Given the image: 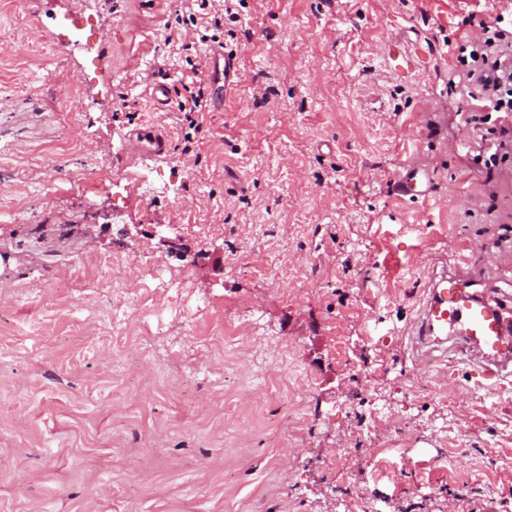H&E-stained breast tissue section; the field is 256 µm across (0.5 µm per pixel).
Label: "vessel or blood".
Returning <instances> with one entry per match:
<instances>
[{"instance_id": "vessel-or-blood-1", "label": "vessel or blood", "mask_w": 512, "mask_h": 512, "mask_svg": "<svg viewBox=\"0 0 512 512\" xmlns=\"http://www.w3.org/2000/svg\"><path fill=\"white\" fill-rule=\"evenodd\" d=\"M133 148L140 154L168 149L166 134L157 125L146 124L134 130ZM428 174L407 170L396 182L398 196L423 195ZM452 343L487 379L512 376V320L504 318L499 307L465 294L457 277L443 273L429 285L428 296L417 319L414 349Z\"/></svg>"}]
</instances>
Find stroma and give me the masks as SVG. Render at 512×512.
Instances as JSON below:
<instances>
[{"label": "stroma", "instance_id": "35a3bbf8", "mask_svg": "<svg viewBox=\"0 0 512 512\" xmlns=\"http://www.w3.org/2000/svg\"><path fill=\"white\" fill-rule=\"evenodd\" d=\"M82 7L0 0V512H512V381L411 351L441 267L512 317V152L485 167L459 61L512 0H232L193 155L152 98L183 0ZM143 121L169 150L134 152ZM428 181L429 174L427 171L420 174L419 170L410 169L397 180L394 190L399 197L425 195Z\"/></svg>", "mask_w": 512, "mask_h": 512}]
</instances>
